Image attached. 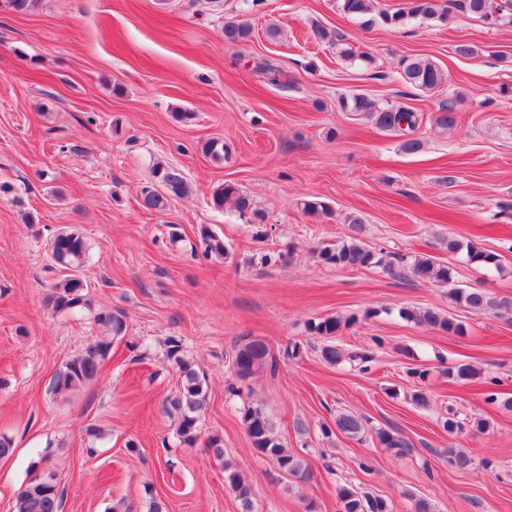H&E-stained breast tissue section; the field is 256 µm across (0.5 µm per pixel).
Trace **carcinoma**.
<instances>
[{"instance_id": "carcinoma-1", "label": "carcinoma", "mask_w": 512, "mask_h": 512, "mask_svg": "<svg viewBox=\"0 0 512 512\" xmlns=\"http://www.w3.org/2000/svg\"><path fill=\"white\" fill-rule=\"evenodd\" d=\"M374 0H342V10L354 17H363L372 13ZM458 9L464 13L485 21H497L501 18V6L495 0H448L444 6L439 0H408L407 8L394 12L382 11L379 18L387 27H398L408 17H420L440 23L448 21L450 11ZM251 36L250 25L244 22L227 21L224 23V38L229 42L246 41ZM403 80L413 87L430 91L440 87L445 81L444 73L427 57H415L404 62ZM340 106L344 110L354 112H371L376 116V124L387 130L405 127L412 130L418 121L416 113L404 108L377 109L374 103L362 95L352 99H343ZM159 183L162 189L150 188L143 190V205L148 209L162 211L166 208L168 197L186 191V183L182 174L172 168L157 166ZM212 203L218 209L228 204L240 212L251 208L250 196L234 184L225 183L214 190ZM199 236L205 244L206 251L216 255L225 253L224 240L204 225ZM51 258L60 268L67 270L63 279L58 281L50 296V304L56 312H68L77 308L90 306L88 284L82 276L90 245L85 237L76 229L59 231L48 243ZM317 258L326 264L360 268L375 263V253L368 249L362 241L355 238L334 248L325 247L317 253ZM413 276L450 286L448 296L464 303L475 311H483L494 305V302L480 291H464L452 287L453 270L430 257H419L411 266ZM406 318L444 332L458 333L461 326L445 316L432 310L423 313H408ZM97 322L107 328L114 337L124 334L126 323L120 312L100 314ZM348 326V320L340 317H327L310 326V331L317 336L332 338L342 328ZM112 342L97 341L87 349L68 360L62 370L55 375L52 391L57 395H66L82 388L86 382L98 376L102 361L107 357ZM166 358L179 370L181 386L177 393L167 400L166 411L177 417V435L186 446H194L200 437L199 419L207 403V390L203 379L192 365L183 358L182 347L177 339L167 341ZM232 367L239 379H247L262 369L276 370V360L269 356L267 345L261 340H250L235 350ZM242 421L253 448L263 456L271 459L281 471L297 482L305 483L311 478V469L305 460L288 452L284 445L275 437L272 423L263 412L253 406L242 410ZM349 437H355L363 430V424L355 414L340 411L334 418V427L325 426L322 435L327 437L333 430ZM377 438L386 448L399 453L408 452L411 445L403 437L386 429L377 432ZM224 481L240 501L243 512H251L252 488L241 476L238 469L229 464L224 465ZM339 512H389L387 501L378 496L365 494L352 486H340L337 489ZM15 512H62V493L55 483L47 480L41 473L30 479L17 496Z\"/></svg>"}]
</instances>
